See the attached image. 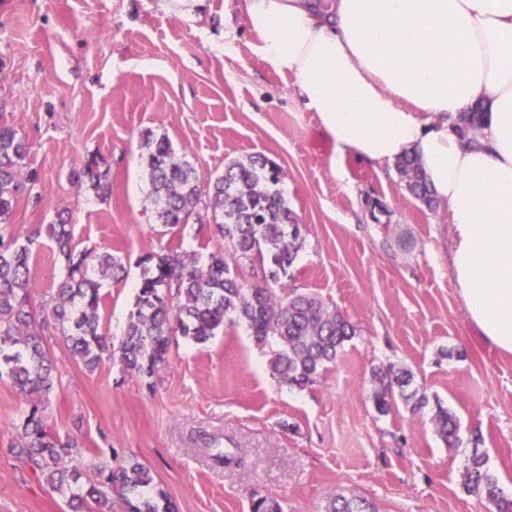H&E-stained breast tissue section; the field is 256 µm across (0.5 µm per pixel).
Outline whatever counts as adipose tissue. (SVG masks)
Instances as JSON below:
<instances>
[{"label":"adipose tissue","mask_w":512,"mask_h":512,"mask_svg":"<svg viewBox=\"0 0 512 512\" xmlns=\"http://www.w3.org/2000/svg\"><path fill=\"white\" fill-rule=\"evenodd\" d=\"M292 76L338 155L411 153L453 238L452 283L485 342L512 355V0H225ZM486 110L468 136L459 118Z\"/></svg>","instance_id":"ef3b65f1"}]
</instances>
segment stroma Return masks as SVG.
I'll use <instances>...</instances> for the list:
<instances>
[{
    "label": "stroma",
    "instance_id": "stroma-1",
    "mask_svg": "<svg viewBox=\"0 0 512 512\" xmlns=\"http://www.w3.org/2000/svg\"><path fill=\"white\" fill-rule=\"evenodd\" d=\"M204 0L195 19L156 0H0V123L28 141L39 205L20 199L0 234L38 237L31 259L35 308L63 278L46 226L69 210L78 249L106 248L127 276L103 288L100 326L120 339L134 308L141 254L177 245L223 249L214 224H156L141 136L167 135L201 176L260 153L286 173L280 188L303 228V247L283 283L312 292L356 327L341 358L306 389L281 385L268 362L276 342L244 326L203 345L171 339L151 378L119 357L86 371L64 336L46 325L58 366L44 412L59 440L76 439L85 474L137 458L176 512H250L260 498L285 512H325L331 495L360 496L378 512H488L464 487L479 446L512 497V355L470 325L451 281L449 216L414 198L396 167L335 148L294 80L261 57L240 13ZM108 161L112 195L100 202L73 173L82 159ZM410 369L428 407L377 412L374 368ZM460 419L447 447L431 423L432 400ZM28 397L0 379V512H68L65 495L17 456ZM221 437L243 462L214 467L202 437Z\"/></svg>",
    "mask_w": 512,
    "mask_h": 512
}]
</instances>
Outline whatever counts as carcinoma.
Returning a JSON list of instances; mask_svg holds the SVG:
<instances>
[{"mask_svg":"<svg viewBox=\"0 0 512 512\" xmlns=\"http://www.w3.org/2000/svg\"><path fill=\"white\" fill-rule=\"evenodd\" d=\"M151 204L155 222L179 228L190 221L212 220L224 239V250L207 255L168 249L143 254L134 311L118 344L99 332L101 289L118 281L125 268L108 251H78L72 242L68 212L57 210L47 235L60 260L64 276L53 305L37 318L31 308L30 259L37 238L23 242L0 236V378L7 377L20 393L30 398L23 423L20 455L41 473L52 489L68 493L71 512H113L117 494L124 512H174L167 493L153 490L149 467L130 459L116 468L98 465L95 478L80 470L77 441L63 443L46 426L45 403L56 387L55 364L44 345L41 330L52 318L65 337L72 358L93 372L103 356L119 354L125 369L149 378L169 360L170 336L180 334L195 344H205L227 325L244 323L259 344L275 340L279 349L270 371L281 384L303 389L316 383L334 365L355 326L340 310L312 293L288 291L278 286L303 245L301 224L288 206L280 185L282 168L263 155L225 166L224 173L209 180L207 192L201 176L180 157L166 135L143 134ZM27 143L9 124H0V224L10 216L25 193L34 194L38 172L26 169ZM396 168L409 192L426 206L435 203L418 159L399 158ZM106 159L88 155L76 181L85 183L103 203L112 195ZM260 263L268 268L263 282L252 283L243 267ZM376 410L391 412L395 398L415 412L426 399L410 389V371L393 366L373 370ZM435 432L450 448L461 444L455 412L438 407L432 417ZM216 466L239 463V457L204 442ZM465 488L491 504L495 512H512V499L502 496L497 477L486 457L473 448L465 467ZM326 512H376L363 497H331Z\"/></svg>","mask_w":512,"mask_h":512,"instance_id":"cac0c4a2","label":"carcinoma"}]
</instances>
